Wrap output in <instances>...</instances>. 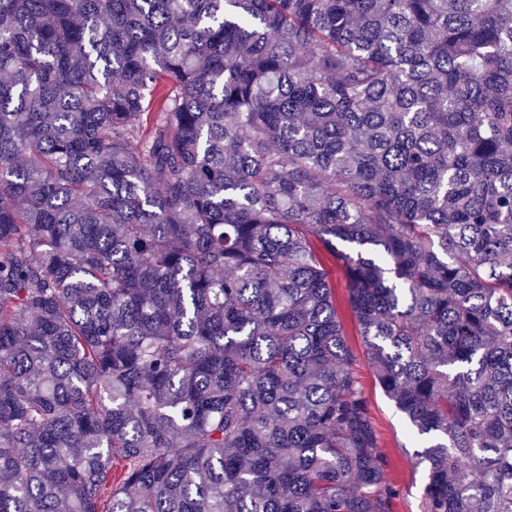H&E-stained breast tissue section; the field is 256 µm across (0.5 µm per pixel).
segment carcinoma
<instances>
[{
	"mask_svg": "<svg viewBox=\"0 0 512 512\" xmlns=\"http://www.w3.org/2000/svg\"><path fill=\"white\" fill-rule=\"evenodd\" d=\"M323 249L512 512V0H0V512H391Z\"/></svg>",
	"mask_w": 512,
	"mask_h": 512,
	"instance_id": "carcinoma-1",
	"label": "carcinoma"
}]
</instances>
